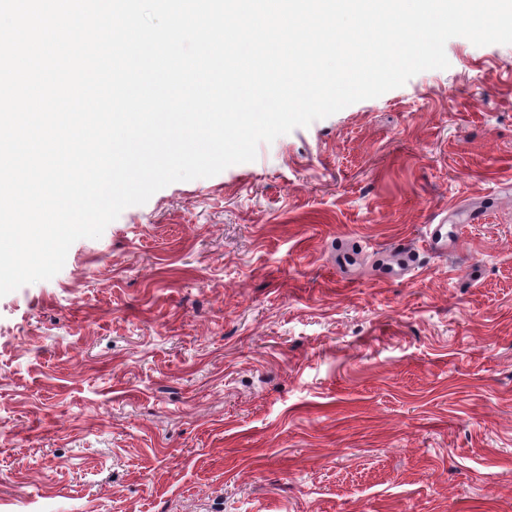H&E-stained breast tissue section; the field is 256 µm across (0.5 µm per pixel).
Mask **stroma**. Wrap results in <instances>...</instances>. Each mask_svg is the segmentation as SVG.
<instances>
[{
  "instance_id": "35a3bbf8",
  "label": "stroma",
  "mask_w": 512,
  "mask_h": 512,
  "mask_svg": "<svg viewBox=\"0 0 512 512\" xmlns=\"http://www.w3.org/2000/svg\"><path fill=\"white\" fill-rule=\"evenodd\" d=\"M445 52L0 297V512H512V44ZM423 243L430 251L447 253L454 246V234L448 235L446 224H430Z\"/></svg>"
}]
</instances>
